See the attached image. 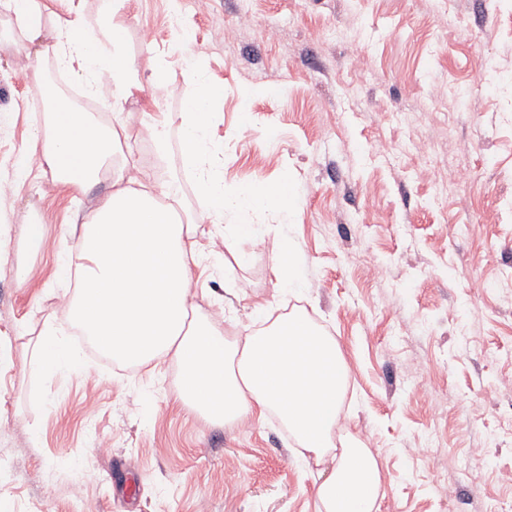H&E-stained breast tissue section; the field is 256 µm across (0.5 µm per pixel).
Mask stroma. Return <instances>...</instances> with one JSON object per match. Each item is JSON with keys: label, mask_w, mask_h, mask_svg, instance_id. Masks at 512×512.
<instances>
[{"label": "stroma", "mask_w": 512, "mask_h": 512, "mask_svg": "<svg viewBox=\"0 0 512 512\" xmlns=\"http://www.w3.org/2000/svg\"><path fill=\"white\" fill-rule=\"evenodd\" d=\"M175 10L224 92L211 115L224 184L293 180L290 235L308 280L302 294L280 291L277 230L231 250L204 233L195 303L231 340L251 330L259 304L276 316L305 309L336 339L350 367L339 427L366 435L379 461L378 512H497L512 501L498 477L512 469V0H126L120 18L138 82L117 160L144 184L176 178L181 209L194 213L202 202L182 140L193 84L171 50ZM336 28L360 30L365 66L332 37ZM486 59L495 70L475 84L473 67ZM54 65L50 55L26 57L21 37L0 43V105L14 111L0 129V174L48 130L24 74L36 66L47 77ZM158 68L180 100L154 88ZM153 112L167 115L162 154L146 120ZM398 112L417 124H398ZM417 135L433 154L408 150ZM458 169L471 181L435 194L434 179ZM108 184L78 194L45 171L0 197V464L11 470L0 512H315L318 468L278 416L212 423L181 403L171 359L126 377L74 334L80 370L34 372L39 331L69 316L57 255L74 246L73 227ZM28 224L43 227L39 252L25 248ZM433 431L432 455L416 457ZM482 447L487 459L473 458ZM126 480L135 498L123 495Z\"/></svg>", "instance_id": "stroma-1"}]
</instances>
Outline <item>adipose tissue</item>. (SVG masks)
Listing matches in <instances>:
<instances>
[{"instance_id":"adipose-tissue-1","label":"adipose tissue","mask_w":512,"mask_h":512,"mask_svg":"<svg viewBox=\"0 0 512 512\" xmlns=\"http://www.w3.org/2000/svg\"><path fill=\"white\" fill-rule=\"evenodd\" d=\"M68 18L57 27L54 43L44 17L45 0H0V12L22 35L28 52L54 54L78 72L88 91L112 107L121 119L128 91L137 80L131 67L126 29L112 20L90 27L71 10L72 0H57ZM187 31L175 32L173 49L195 85L183 111L185 157L194 171L203 208L176 217L175 180L145 185L116 165V130L90 122L85 113L66 104L50 116L48 141L33 137L7 177L10 185L25 183L33 170H50L74 191H86L103 173H110L109 193L81 226L73 249L57 265L62 280H74L68 323L42 329L36 344L35 369L58 374L78 369L79 352L65 336L69 326L81 328L104 353L127 363L170 358L181 371L183 404L217 422L248 417L263 421L276 413L293 434L304 459L324 467L318 512H376L383 482L378 461L361 434L337 436L336 423L349 385V368L338 342L318 329L307 313L270 316L259 306V322L243 340L224 336L198 312L190 288L197 262L195 237L200 225H223L225 237L257 242L262 224H240L243 212L274 211L281 230H288L293 184L276 188L224 187L214 161L210 117L223 93L211 84ZM273 273L283 292L307 288L291 238H284L273 259Z\"/></svg>"}]
</instances>
